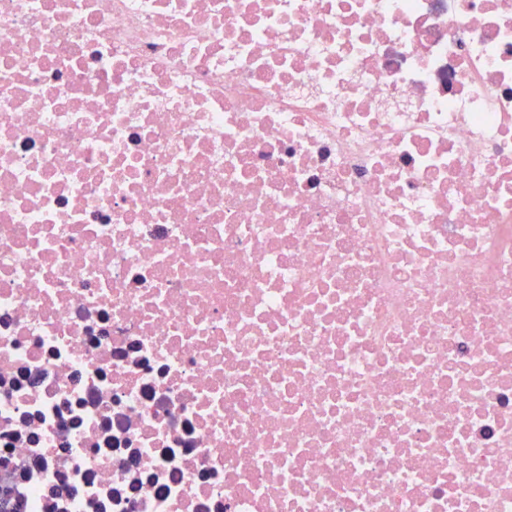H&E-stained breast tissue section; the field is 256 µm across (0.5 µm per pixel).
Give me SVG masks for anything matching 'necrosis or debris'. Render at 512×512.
I'll return each mask as SVG.
<instances>
[{
  "label": "necrosis or debris",
  "instance_id": "1",
  "mask_svg": "<svg viewBox=\"0 0 512 512\" xmlns=\"http://www.w3.org/2000/svg\"><path fill=\"white\" fill-rule=\"evenodd\" d=\"M1 460L512 512V0H0Z\"/></svg>",
  "mask_w": 512,
  "mask_h": 512
}]
</instances>
